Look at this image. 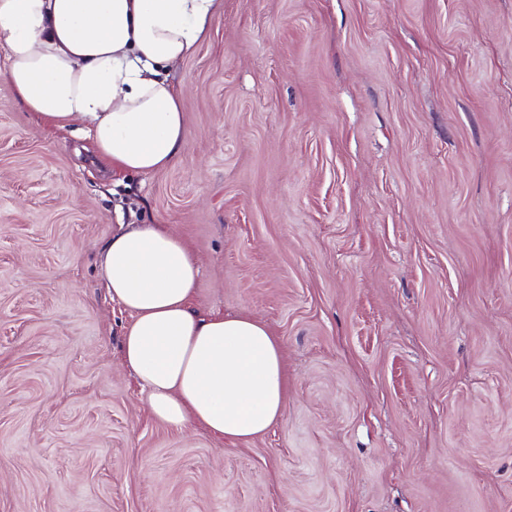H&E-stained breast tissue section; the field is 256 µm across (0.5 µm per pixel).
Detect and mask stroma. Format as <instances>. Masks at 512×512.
Wrapping results in <instances>:
<instances>
[{
	"mask_svg": "<svg viewBox=\"0 0 512 512\" xmlns=\"http://www.w3.org/2000/svg\"><path fill=\"white\" fill-rule=\"evenodd\" d=\"M168 73L185 146L113 175L0 76V512H512V0H222ZM126 224L279 341L263 435L150 415Z\"/></svg>",
	"mask_w": 512,
	"mask_h": 512,
	"instance_id": "1",
	"label": "stroma"
}]
</instances>
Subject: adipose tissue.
I'll return each instance as SVG.
<instances>
[{
	"instance_id": "ef3b65f1",
	"label": "adipose tissue",
	"mask_w": 512,
	"mask_h": 512,
	"mask_svg": "<svg viewBox=\"0 0 512 512\" xmlns=\"http://www.w3.org/2000/svg\"><path fill=\"white\" fill-rule=\"evenodd\" d=\"M221 0H0L1 76L43 122H85L112 171L171 164L187 139L167 70L207 37ZM107 291L131 314L121 358L154 419L246 443L284 411L281 347L246 315L196 313L198 260L178 235L137 224L105 244Z\"/></svg>"
}]
</instances>
